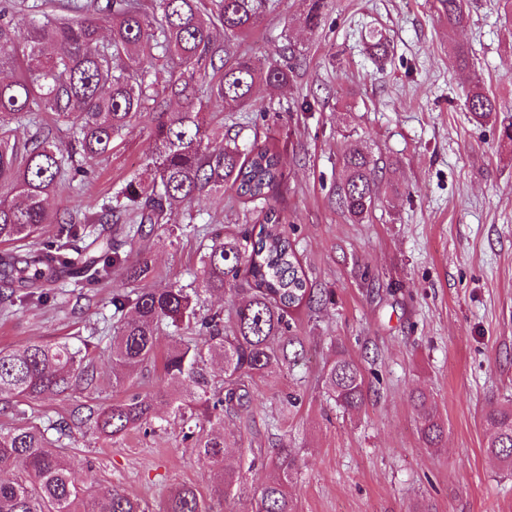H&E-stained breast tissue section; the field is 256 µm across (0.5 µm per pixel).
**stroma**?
I'll return each instance as SVG.
<instances>
[{
    "mask_svg": "<svg viewBox=\"0 0 512 512\" xmlns=\"http://www.w3.org/2000/svg\"><path fill=\"white\" fill-rule=\"evenodd\" d=\"M309 4L278 0L235 43L259 65L284 42L295 44L293 79L259 88L242 112L208 106L215 132L279 150L283 180L271 202L287 216L320 299L316 314L295 319L305 346L300 364L257 381L248 414L224 420L226 432L242 436L227 456L244 482L242 497L228 500L224 512H248L270 476L261 460L281 447L297 455L298 512H512V473L488 457L484 418L490 402L512 399V141L500 126L512 115V0H467L453 27L439 0H327L312 29ZM374 30L385 50L372 47ZM459 45L470 52L465 69L454 59ZM475 76L499 104L480 123L465 103ZM152 119L138 114L109 156L88 163L83 179L58 186L39 242L53 239L56 216L85 211L142 171ZM350 143L379 167V200L361 223L337 202ZM175 220L185 235L145 243L154 265L147 287L192 282L206 245L196 227L235 230L257 215L228 189L196 198ZM124 286L116 268L104 283L76 288L61 277L44 284L41 301L0 303V349L65 341L86 351L99 378L90 394L0 409V429L44 427L79 404L169 391L159 363L112 388L105 348L117 322L112 292ZM334 338L366 376L368 398L355 413L335 407L323 384ZM417 389L447 423L439 450L419 437L410 400ZM291 393L298 402L289 408ZM185 430L161 402L151 432L134 430L110 444L76 430L58 446L78 479L152 507L176 485L208 484V467L183 441Z\"/></svg>",
    "mask_w": 512,
    "mask_h": 512,
    "instance_id": "1",
    "label": "stroma"
}]
</instances>
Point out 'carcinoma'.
Returning a JSON list of instances; mask_svg holds the SVG:
<instances>
[{"label": "carcinoma", "mask_w": 512, "mask_h": 512, "mask_svg": "<svg viewBox=\"0 0 512 512\" xmlns=\"http://www.w3.org/2000/svg\"><path fill=\"white\" fill-rule=\"evenodd\" d=\"M448 25L459 24L466 0H440ZM275 0H211L205 16L200 0H69L67 14L40 12L35 2L22 12L0 11V185L14 195L0 199V243L35 237L50 220L47 201L66 173H82L75 156L92 160L112 152L123 130L141 112L154 114L151 136L155 152L144 173L127 179L106 203L79 223L72 215L56 219L55 238L36 254L0 259V278L17 284L9 298L24 303L38 283L73 270L82 283L109 278L121 268L130 283L149 279L150 256L136 259L121 252L116 236L130 243L169 223L173 210L202 194L232 189L246 203L261 205L257 233L209 232L201 257L197 287L132 288L112 294L113 314L121 316L112 336L109 359L112 388L125 386L130 371L157 356L156 336L163 322L175 329L191 326L208 337L204 346L174 340L163 358L164 374L174 386L165 394L180 416L200 415L210 424H195L183 439L192 442L207 464L206 489L180 484L156 512H217L237 494V467L225 448L238 441L224 433V409H248L252 386L276 369L297 364L300 353L292 334L294 315L313 308L314 289L288 236L286 217L270 203L283 180L280 153L270 146L217 140L208 130L202 97L223 107L252 105L259 85L275 88L292 77V68L277 62L259 67L238 53L231 40L254 30ZM109 35H101L102 30ZM224 32L219 41L217 30ZM224 55L216 65L215 58ZM170 70L167 86L155 87L157 64ZM471 114L483 120L498 111L497 99L475 80L467 92ZM46 112L58 125L75 130L74 143L63 152L38 135L19 143L12 124L35 120ZM345 178L337 196L340 208L362 222L375 207L377 165L368 153L350 144L342 155ZM93 224L115 225V236L101 240ZM237 295L229 315H202L201 294ZM219 359L224 384L210 392L201 363ZM329 399L345 411L365 405L362 366L339 342L332 345L323 370ZM97 388V377L84 364L82 349L68 343L24 344L0 350V405L39 400L72 390ZM159 394L137 392L112 403L79 410L51 428L67 436L90 427L104 440L116 442L133 430L152 426ZM418 432L428 448H438L445 425L430 397L414 396ZM484 417L493 429L486 452L504 470H512V402L490 403ZM296 458L277 449L273 474L250 501V512H297L290 487ZM19 469L11 480L0 479V512H146L135 497L109 487L92 489L75 478L71 461L61 456L39 427L0 429V471Z\"/></svg>", "instance_id": "carcinoma-1"}]
</instances>
